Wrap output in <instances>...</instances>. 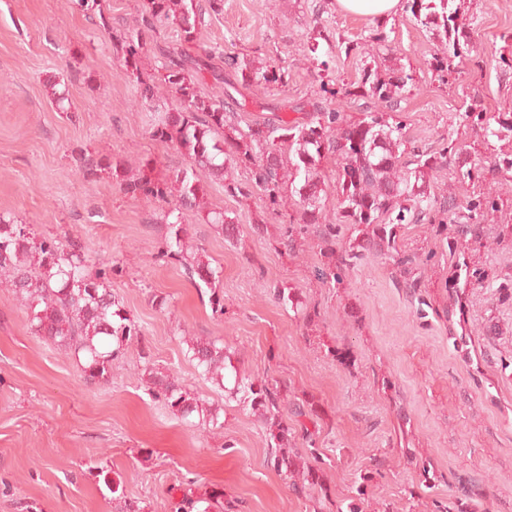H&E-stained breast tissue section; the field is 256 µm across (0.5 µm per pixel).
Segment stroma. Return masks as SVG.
<instances>
[{
    "label": "stroma",
    "instance_id": "1",
    "mask_svg": "<svg viewBox=\"0 0 512 512\" xmlns=\"http://www.w3.org/2000/svg\"><path fill=\"white\" fill-rule=\"evenodd\" d=\"M98 4L94 14L71 0H0V213L35 236L77 240L93 265H120L112 289L143 337L113 361L109 384H86L75 359L34 336L14 296L0 289V512H112V495L96 477L103 461L145 512H169L171 489L187 485L197 495L223 491L234 512H342L368 473L364 512H455L478 488L483 512H512V300L499 290L512 280V241L497 237L498 225L512 224V177L498 171L497 154L512 151V142L483 140L464 117L473 102L512 112V70L494 61L512 47V0H464L474 50L444 79L429 66L439 41L408 13L386 21L387 59L412 76L400 104L407 139L422 149L457 148L435 172L432 194L461 203L484 193L499 204L474 216L479 239L461 246L467 262L485 270L483 282L454 303L435 209L402 231L404 250L419 260L416 291L396 285L395 266L377 251L348 271L346 287H325L315 276L316 249L291 256L276 230L257 233L259 195L239 202L212 184L211 208L238 216L236 242L195 213L182 222L223 270L220 316L177 261L158 257L165 203L127 195L111 175L86 173L80 163L88 155L115 165L138 158L161 176L188 165L176 147L150 136L151 110L136 105L114 48L140 21L145 0ZM102 15L111 30L98 28ZM322 27L365 42L377 24L338 13L335 0H224L185 49L194 55L220 44L287 69V85L235 95L242 117L284 100L309 113L335 104L306 52ZM53 83L66 88L69 111L51 103ZM468 170L475 179L465 178ZM281 282L317 311L313 323L274 298ZM157 295L167 311L155 308ZM186 333L223 339L234 364L287 389L289 403L315 401L317 415L283 417L313 434L327 491L296 494L273 470L263 424L196 379ZM335 349L346 361L332 357ZM147 358L220 406L223 429L182 421L155 401L141 371ZM420 459L441 482L422 483Z\"/></svg>",
    "mask_w": 512,
    "mask_h": 512
}]
</instances>
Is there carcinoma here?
<instances>
[{"label":"carcinoma","mask_w":512,"mask_h":512,"mask_svg":"<svg viewBox=\"0 0 512 512\" xmlns=\"http://www.w3.org/2000/svg\"><path fill=\"white\" fill-rule=\"evenodd\" d=\"M406 10L421 28L437 33L444 46L432 57L431 66L448 72L474 48L468 25L457 0H406ZM202 8L194 0H147L146 14L137 28L119 39L116 52L126 77L138 86L141 100L155 102L165 95L176 107L160 113L151 127V137L170 143L187 158L189 167L169 178L153 175L149 163L132 170H118L109 163L83 157V167L112 170L120 188L170 205L164 213L167 226L161 257L183 266L200 294H209L215 314H224L220 294L221 271L212 266L206 250L191 246L181 224L185 211L197 213L206 224L220 229L227 239L236 234V219L224 210L206 207L205 186L210 181L224 185V194L248 199L253 189L261 192L266 210L280 218V245L296 252L307 242L311 226L316 231L317 248L325 262L316 271L317 279L332 288L343 282L346 270L355 266L365 252L379 250L388 255L403 274V287L415 289L414 256L398 247L397 229L418 224L434 206L429 181L445 163L454 147L435 152H407L405 125L395 120L412 76L401 67L387 66L364 74L361 80L335 89L321 84L323 92L343 99L366 98L369 105L354 119L345 117L342 107L317 109L302 117L285 112H269L246 122L226 105L224 71L234 74L243 86L287 83L285 68L261 60L224 54L219 46L201 48L197 55L170 49L157 74L141 78L143 35L161 25H172L180 41L197 42L202 24ZM325 41V59L318 57L320 41ZM333 48L329 34L318 30L307 44L309 56L321 72L330 70ZM390 48L385 26L379 25L370 43L357 41L345 53L368 55L370 50ZM472 128L483 139L512 138V113L490 115L481 110L465 113ZM336 157L338 217L327 220L323 212L326 183L322 163ZM247 169L250 181L233 175ZM463 208L482 215L498 211L495 199L476 196L458 205L448 200V210ZM350 235L341 237V229ZM122 273L117 265L90 269L83 248L71 239L33 236L26 224H16L0 215V285L7 288L25 309L31 332L58 350L83 360L86 382L107 385L112 380V361L126 346L141 336L135 321L126 315L112 292V279ZM483 271L467 262H455L447 288L456 293L461 286L480 282ZM185 355L199 376L239 400L264 424L271 448L270 464L298 492L323 487V470L311 464L318 460L312 434L305 435L311 458L303 456L295 433L283 419V392L278 387L256 381L241 373L224 350L219 338L184 339ZM152 396L173 414L184 419L198 416V425L221 428V408L207 404L188 391L168 372L145 367ZM105 487L112 493L115 512H142L137 502L122 493V480L110 477L112 469L102 462L96 467ZM221 512L233 509L224 504V492L214 490L199 497L184 493L170 502V512Z\"/></svg>","instance_id":"1"}]
</instances>
